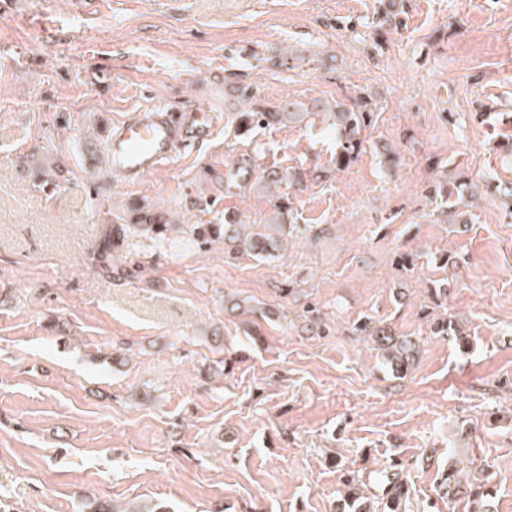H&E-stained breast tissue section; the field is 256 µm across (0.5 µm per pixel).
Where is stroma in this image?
Listing matches in <instances>:
<instances>
[{
  "instance_id": "1",
  "label": "stroma",
  "mask_w": 512,
  "mask_h": 512,
  "mask_svg": "<svg viewBox=\"0 0 512 512\" xmlns=\"http://www.w3.org/2000/svg\"><path fill=\"white\" fill-rule=\"evenodd\" d=\"M246 85L367 101L360 153L337 169L321 113L242 133ZM156 101L212 110L211 140L92 174L84 146ZM511 141L512 0H0V512H344L345 473L376 494L395 465L402 512H469L439 490L453 450L512 512ZM270 167L308 233L190 243L266 223ZM364 315L416 341L407 377ZM245 251L251 252L253 255L261 258H271L273 253L280 251L282 242L280 238H276L270 234L251 233L245 238Z\"/></svg>"
}]
</instances>
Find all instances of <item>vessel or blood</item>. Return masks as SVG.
<instances>
[{
    "label": "vessel or blood",
    "mask_w": 512,
    "mask_h": 512,
    "mask_svg": "<svg viewBox=\"0 0 512 512\" xmlns=\"http://www.w3.org/2000/svg\"><path fill=\"white\" fill-rule=\"evenodd\" d=\"M215 126L206 110L190 118L163 102L139 109L112 125L102 148L107 176L135 185L181 152L210 140Z\"/></svg>",
    "instance_id": "b4317fda"
}]
</instances>
